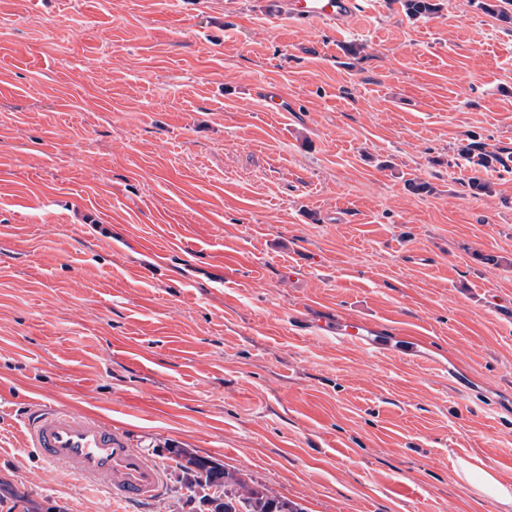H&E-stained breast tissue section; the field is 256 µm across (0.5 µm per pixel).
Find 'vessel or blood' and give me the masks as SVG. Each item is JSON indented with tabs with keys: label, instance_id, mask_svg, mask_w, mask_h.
I'll return each instance as SVG.
<instances>
[{
	"label": "vessel or blood",
	"instance_id": "vessel-or-blood-1",
	"mask_svg": "<svg viewBox=\"0 0 512 512\" xmlns=\"http://www.w3.org/2000/svg\"><path fill=\"white\" fill-rule=\"evenodd\" d=\"M363 0H268L267 13L303 28L317 25L347 32ZM319 329L340 347H356L379 356L397 348L404 358L416 359L425 348V337L409 333L393 337L379 322L341 314L320 322ZM26 437L41 461L52 471H62L83 488L107 493L121 503H140L164 492L162 469L131 448L123 433L81 409L41 406L29 411Z\"/></svg>",
	"mask_w": 512,
	"mask_h": 512
}]
</instances>
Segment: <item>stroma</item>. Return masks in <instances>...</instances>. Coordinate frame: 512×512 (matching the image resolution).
<instances>
[{"label": "stroma", "instance_id": "stroma-1", "mask_svg": "<svg viewBox=\"0 0 512 512\" xmlns=\"http://www.w3.org/2000/svg\"><path fill=\"white\" fill-rule=\"evenodd\" d=\"M439 2L340 37L265 0H0V512H124L26 447L36 402L166 465L132 512H206L174 448L297 512H503L454 464L512 475V174L472 195L459 150L512 148V23ZM336 310L430 347L336 346Z\"/></svg>", "mask_w": 512, "mask_h": 512}]
</instances>
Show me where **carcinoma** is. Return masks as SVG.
Wrapping results in <instances>:
<instances>
[{
    "instance_id": "1",
    "label": "carcinoma",
    "mask_w": 512,
    "mask_h": 512,
    "mask_svg": "<svg viewBox=\"0 0 512 512\" xmlns=\"http://www.w3.org/2000/svg\"><path fill=\"white\" fill-rule=\"evenodd\" d=\"M511 6L512 0L479 2L484 12L504 22L512 20ZM403 8L412 18H425L437 13L439 4L435 0H403ZM461 154L476 172L468 181L474 195L490 191V184L478 173L484 170L512 171V150L509 148L489 150L486 144L474 140L462 146ZM170 452L177 468L184 474L182 487L189 496L210 505V512H294L287 502L275 495L258 492L246 480L233 477L207 457L181 448H172Z\"/></svg>"
}]
</instances>
